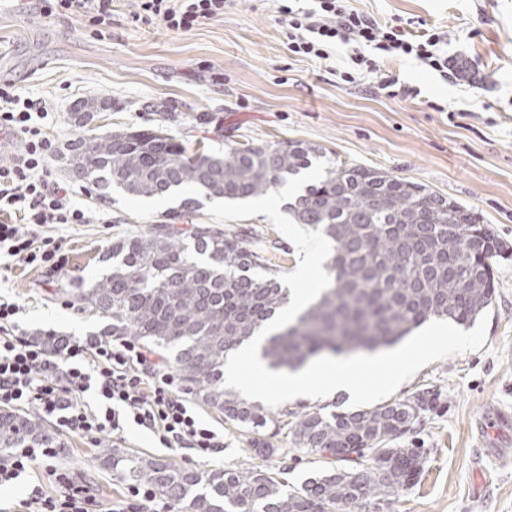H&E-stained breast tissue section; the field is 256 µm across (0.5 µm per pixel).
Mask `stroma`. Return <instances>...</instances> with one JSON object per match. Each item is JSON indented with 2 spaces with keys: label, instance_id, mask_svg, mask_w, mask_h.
Returning a JSON list of instances; mask_svg holds the SVG:
<instances>
[{
  "label": "stroma",
  "instance_id": "stroma-1",
  "mask_svg": "<svg viewBox=\"0 0 512 512\" xmlns=\"http://www.w3.org/2000/svg\"><path fill=\"white\" fill-rule=\"evenodd\" d=\"M378 22H410L447 36L449 63L467 64L463 81L443 80L410 57H383L379 73L340 82L325 63L287 49L286 27L274 0H235L224 17L181 33L162 22L132 23L137 0H112V26L98 36L77 15H47L42 0H0V85L21 97L61 105L48 134L55 145L83 136L70 119L86 97L111 101L92 127L103 134L162 127L188 150L220 153L228 146L302 141L327 156L383 169L474 209L500 240L512 245V0H352ZM394 74L413 95L389 97L381 76ZM207 122H197L200 114ZM189 190L163 198H136L113 190L106 199L75 186L85 224H56L44 235L60 244L62 273L26 265L0 252V296L23 309L24 335L59 332L94 341L105 321L67 303L61 286L104 272L98 256L112 240L146 231L179 210ZM263 249L282 272L299 261L295 245L267 216L229 220ZM496 290L481 349L421 368L394 393L421 390L440 396L407 436L427 452L423 471L407 489L399 512H512V438L485 454L476 421L493 411L512 415V257L495 264ZM196 413L224 436L221 453L203 457L163 448L148 430L128 425L123 437L95 444L60 435L51 461L36 462L16 482L0 487V512H17L30 486L55 494L56 473L67 474L101 500H116L128 485L104 467V449L202 470L269 469L285 487L300 486L327 468V458L294 448L288 433L254 435L225 422L201 401Z\"/></svg>",
  "mask_w": 512,
  "mask_h": 512
}]
</instances>
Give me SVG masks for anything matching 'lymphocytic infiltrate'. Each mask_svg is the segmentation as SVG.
I'll list each match as a JSON object with an SVG mask.
<instances>
[{"label":"lymphocytic infiltrate","mask_w":512,"mask_h":512,"mask_svg":"<svg viewBox=\"0 0 512 512\" xmlns=\"http://www.w3.org/2000/svg\"><path fill=\"white\" fill-rule=\"evenodd\" d=\"M234 0H138L136 24L161 21L188 33L223 16ZM45 10L83 16L105 35L112 24V0H45ZM277 12L287 32L289 52L331 61L339 47L348 54L336 67L341 81L377 73L383 55L415 58L440 77L448 75L441 46L443 32L409 37L404 26L380 24L354 9L350 0H317L305 9L278 0ZM49 116L45 101L24 98L0 87V133L19 137L21 154L0 161V250L29 265L55 255L52 238H39L47 224H84L85 212L73 205L71 192L52 176L53 142L43 130ZM21 308L0 298V409L31 407L62 431L98 442L120 434L126 421L151 431L165 448H187L208 456L222 452L224 440L203 421L182 395L175 375L133 342L112 344L69 341L56 349L17 332ZM57 494L33 486L24 502L32 512H154L151 488L132 486L118 501L89 494L85 486L58 475Z\"/></svg>","instance_id":"1"}]
</instances>
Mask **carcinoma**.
<instances>
[{
	"label": "carcinoma",
	"mask_w": 512,
	"mask_h": 512,
	"mask_svg": "<svg viewBox=\"0 0 512 512\" xmlns=\"http://www.w3.org/2000/svg\"><path fill=\"white\" fill-rule=\"evenodd\" d=\"M111 104L80 100L75 124ZM64 170L103 198L112 188L164 197L192 188L205 196L251 200L286 184L323 158L301 141L229 146L222 154L187 150L160 128L74 139L60 154ZM323 179L287 203L290 219L332 244L324 290L292 323L266 340L268 368L295 371L326 354L389 347L433 317L469 324L493 301V262L512 254L478 213L390 173L327 159ZM112 271L91 286L76 279L60 291L107 321L103 336L132 339L170 363L186 392L246 432L276 434L286 423L295 447L350 463L290 492L268 469L206 471L146 459L119 448L105 455L112 475L147 484L175 512H397L427 457L400 440L435 408L436 395L347 411L312 408L280 416L224 388V356L288 304L279 269L246 240L209 224L185 231L155 224L118 238L103 252ZM59 448L35 417L0 411V452Z\"/></svg>",
	"instance_id": "carcinoma-1"
}]
</instances>
